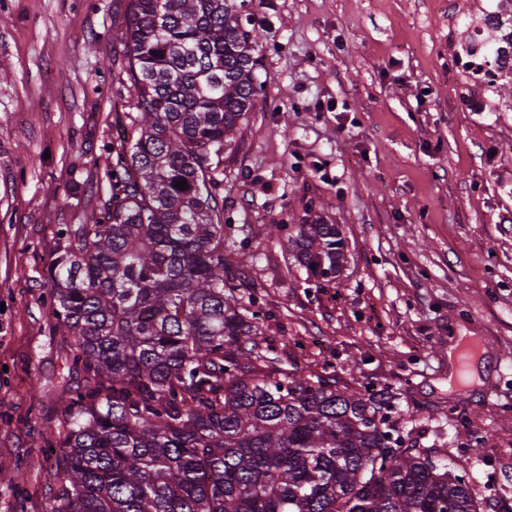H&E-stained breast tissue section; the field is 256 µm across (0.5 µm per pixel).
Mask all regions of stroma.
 Here are the masks:
<instances>
[{
    "instance_id": "35a3bbf8",
    "label": "stroma",
    "mask_w": 512,
    "mask_h": 512,
    "mask_svg": "<svg viewBox=\"0 0 512 512\" xmlns=\"http://www.w3.org/2000/svg\"><path fill=\"white\" fill-rule=\"evenodd\" d=\"M127 3L0 0V512H46L45 445L82 382L49 266L60 225L108 199L113 124L137 114L112 62ZM493 3L253 0L263 90L218 194L286 366L393 398L416 446L475 474L483 512H512V84L456 64ZM315 219L346 240L329 282L268 233ZM458 336L484 341L492 393L450 381Z\"/></svg>"
}]
</instances>
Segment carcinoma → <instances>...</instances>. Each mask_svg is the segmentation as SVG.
Returning a JSON list of instances; mask_svg holds the SVG:
<instances>
[{
  "label": "carcinoma",
  "mask_w": 512,
  "mask_h": 512,
  "mask_svg": "<svg viewBox=\"0 0 512 512\" xmlns=\"http://www.w3.org/2000/svg\"><path fill=\"white\" fill-rule=\"evenodd\" d=\"M246 2L128 0L112 60L140 120L117 132L100 216L62 225L49 270L84 378L58 421L50 512H480L468 475L405 444L391 401L280 367L237 294L216 187L262 90ZM274 228L336 278V225Z\"/></svg>",
  "instance_id": "carcinoma-1"
}]
</instances>
